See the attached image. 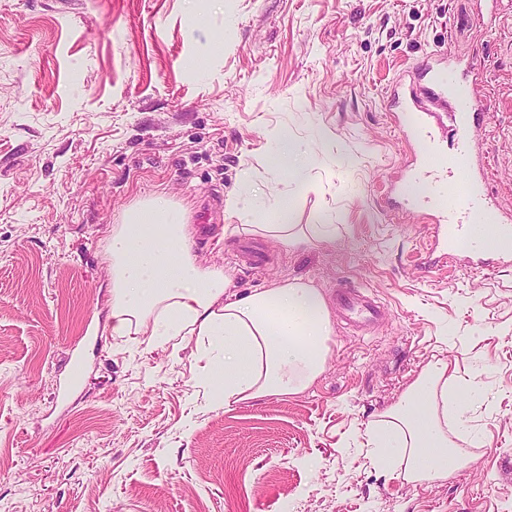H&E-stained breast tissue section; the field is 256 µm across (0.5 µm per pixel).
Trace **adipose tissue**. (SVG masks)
Wrapping results in <instances>:
<instances>
[{"mask_svg": "<svg viewBox=\"0 0 512 512\" xmlns=\"http://www.w3.org/2000/svg\"><path fill=\"white\" fill-rule=\"evenodd\" d=\"M308 155L288 132L277 135L274 161L288 179L307 184ZM275 211L277 223L235 224L232 234L271 238L289 250L336 238L335 225L293 223L290 199L276 202ZM191 232L187 209L162 195L133 204L113 225L105 248L113 335L144 337L150 348L196 337L210 353L202 377L227 406L308 389L325 367L333 334L322 291L296 277L233 293L228 272L192 255ZM464 391L447 360L428 363L369 429L376 463L401 464L409 482L465 467L467 455L448 435L466 411Z\"/></svg>", "mask_w": 512, "mask_h": 512, "instance_id": "1", "label": "adipose tissue"}]
</instances>
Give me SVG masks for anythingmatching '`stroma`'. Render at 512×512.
<instances>
[{
	"instance_id": "obj_1",
	"label": "stroma",
	"mask_w": 512,
	"mask_h": 512,
	"mask_svg": "<svg viewBox=\"0 0 512 512\" xmlns=\"http://www.w3.org/2000/svg\"><path fill=\"white\" fill-rule=\"evenodd\" d=\"M0 0V512H512V266L424 270L419 213L387 204L412 150L393 85L440 56L485 66L489 189L512 215V0ZM316 156L310 183L275 135ZM286 196L336 239L289 252L201 233L215 201ZM183 204L192 252L237 292L301 277L380 302L335 323L304 392L213 402L195 340L146 349L107 324L113 224ZM470 390L467 467L408 482L367 428L437 358ZM480 435L482 447L470 445ZM311 150L304 148L294 140L288 131H281L276 137L274 161L280 172L302 185H309V159Z\"/></svg>"
}]
</instances>
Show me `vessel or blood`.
<instances>
[{
	"instance_id": "b4317fda",
	"label": "vessel or blood",
	"mask_w": 512,
	"mask_h": 512,
	"mask_svg": "<svg viewBox=\"0 0 512 512\" xmlns=\"http://www.w3.org/2000/svg\"><path fill=\"white\" fill-rule=\"evenodd\" d=\"M483 81V69L471 66L460 73L450 67L428 71V94L434 102L452 104L458 119L460 137L452 155H445L437 139L434 113L411 112L399 120L406 138L414 140L421 149L419 165L409 180L429 187V195L424 199L428 247L419 262L425 269L440 259L451 262L460 259L469 267L485 266L482 252L463 258L456 255L457 242L470 238L475 225L489 224L499 234L512 237V225L505 223L493 196L486 190L488 167L475 124L486 108L476 91ZM336 298L353 326L364 327L380 318L378 304L363 292L341 286Z\"/></svg>"
}]
</instances>
